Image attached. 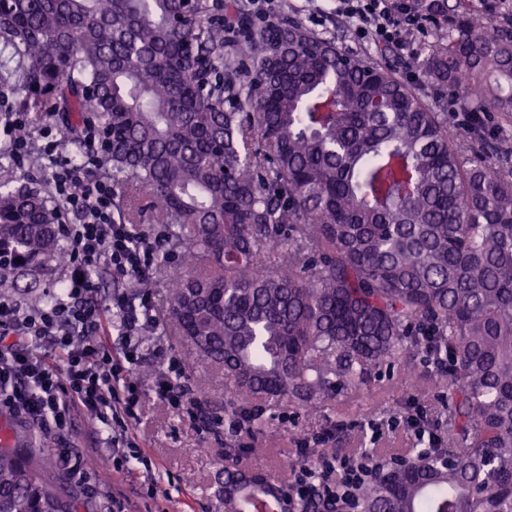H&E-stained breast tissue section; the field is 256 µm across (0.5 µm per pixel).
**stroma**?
Returning a JSON list of instances; mask_svg holds the SVG:
<instances>
[{"label":"stroma","instance_id":"35a3bbf8","mask_svg":"<svg viewBox=\"0 0 512 512\" xmlns=\"http://www.w3.org/2000/svg\"><path fill=\"white\" fill-rule=\"evenodd\" d=\"M276 9H288L310 29L335 36L346 51L361 56L373 53V44L360 40L352 22L338 16L336 0H275ZM62 274L60 266L46 262L44 271L18 280H0V295L27 305H37L40 296L53 287ZM417 376L400 375L383 379L381 390H363L359 395H344L323 403L315 412H306L293 403H283L272 414L262 434L230 436L227 428H198L189 418L160 402L152 391V372H137L141 397L137 426L142 450L153 463L152 470H136L120 480L118 487L128 498L132 512H224V448L226 444L247 448L260 445L262 454L248 455L237 468L243 472L262 471L275 484H285L296 444L314 431L333 430L331 440L337 455L355 448H380L384 453H405L412 443L405 434L389 433L372 439L369 420L383 412H402L413 400H420L433 413H440L446 389L434 386L431 369L424 356H417ZM96 424L77 416L68 439L70 447L80 449L88 461V476H105L111 459L105 448L92 442ZM0 444L11 448L37 445L45 453L41 465L55 477L59 493L76 499L79 512H99L100 504L85 492L82 480L60 472L56 457L58 444L45 438L18 418L0 412ZM159 482L156 496H149L151 482Z\"/></svg>","mask_w":512,"mask_h":512}]
</instances>
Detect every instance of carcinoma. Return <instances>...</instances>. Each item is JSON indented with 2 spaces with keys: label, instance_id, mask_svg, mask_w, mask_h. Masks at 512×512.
Instances as JSON below:
<instances>
[{
  "label": "carcinoma",
  "instance_id": "cac0c4a2",
  "mask_svg": "<svg viewBox=\"0 0 512 512\" xmlns=\"http://www.w3.org/2000/svg\"><path fill=\"white\" fill-rule=\"evenodd\" d=\"M424 101L395 70L248 0H0V91L100 149L123 224L177 259L166 325L231 384L224 420L256 435L283 401L314 409L385 367L432 363L440 445L360 486L361 512H512V16L426 4ZM464 94L459 132L448 95ZM469 139L481 157L467 164ZM47 181L0 180V277L67 259ZM0 448V512H77ZM269 498L251 483L228 512Z\"/></svg>",
  "mask_w": 512,
  "mask_h": 512
}]
</instances>
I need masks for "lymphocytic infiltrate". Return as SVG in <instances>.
<instances>
[{
	"instance_id": "1",
	"label": "lymphocytic infiltrate",
	"mask_w": 512,
	"mask_h": 512,
	"mask_svg": "<svg viewBox=\"0 0 512 512\" xmlns=\"http://www.w3.org/2000/svg\"><path fill=\"white\" fill-rule=\"evenodd\" d=\"M336 3L337 13L354 21L357 35L377 45L410 52L413 34L424 29L413 0ZM29 125L23 112L1 119L0 129L8 139L0 151L22 163L36 150L46 161L52 198L66 216L63 232L70 260L54 303L28 307L0 297V410L23 417L40 433L60 441L77 414H86L99 426L98 442L111 451L112 477L130 473L138 464L152 469L135 434L140 401L135 373L154 366L156 397L178 412H189L198 401L183 381L177 360H165L161 347L146 339L157 325L148 293L129 290L148 277L159 243L119 223L112 182L95 172L97 152H88L79 166L62 162L63 138L53 136L48 127L37 136L18 137L17 129ZM96 268L113 283L112 323L120 338L116 351L100 337L99 281L91 275ZM53 353L61 364L50 361ZM381 467L365 448L340 457L324 455L313 463L297 457L288 473L289 512H302L314 492L346 502Z\"/></svg>"
}]
</instances>
